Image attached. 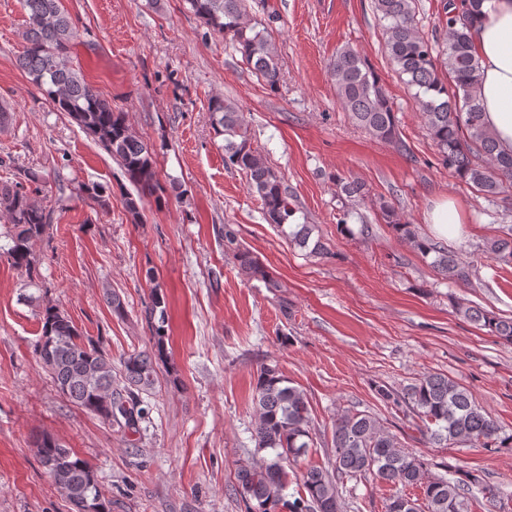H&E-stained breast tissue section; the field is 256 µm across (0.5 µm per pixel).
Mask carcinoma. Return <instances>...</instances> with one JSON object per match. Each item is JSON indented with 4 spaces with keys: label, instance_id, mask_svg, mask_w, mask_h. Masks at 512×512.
Returning a JSON list of instances; mask_svg holds the SVG:
<instances>
[{
    "label": "carcinoma",
    "instance_id": "carcinoma-1",
    "mask_svg": "<svg viewBox=\"0 0 512 512\" xmlns=\"http://www.w3.org/2000/svg\"><path fill=\"white\" fill-rule=\"evenodd\" d=\"M186 2L213 32L231 36L248 65L269 87L277 85L280 71L276 51L264 32L246 21L247 0ZM482 2L446 0V83L437 72L435 45L418 29L414 0H374V8L384 22L389 59L406 77L407 85L416 89L425 132L441 164L496 201L512 190V153L502 151L487 131L476 95L479 62L470 30ZM23 8L25 45L17 58L18 67L119 162L136 189V194L123 196L122 204L132 221L140 222L144 199L157 198L163 190L155 148L133 131L125 113L113 110L74 68L68 55L74 27L62 0H23ZM330 72L343 108L357 125L378 140L404 147L390 101L360 53L350 47L341 49L330 64ZM209 112L215 131L224 136L226 163L246 174L268 223L309 255L328 254L321 238L313 237L315 225L293 223L297 213L293 195L251 144L242 129L238 107L214 97ZM336 187L345 217L350 214L349 206L368 194L365 185L356 180L338 177ZM82 193L102 207L108 205L109 197L101 184L85 185ZM379 211L400 240L425 257L433 256L431 266L444 279L470 282L473 264L420 236L414 225L402 220L388 204L379 203ZM0 215L11 224L7 254L12 265L28 280H34L37 271L32 246L45 233L49 211L17 182L0 185ZM224 252L233 256L242 270L261 278L266 287H280L227 224ZM482 252L512 264V226H505L503 236L486 243ZM456 310L490 335L512 343V318L462 301L456 302ZM143 318L154 338L153 346L124 354L120 360L123 387L114 389V367L103 343L81 335L57 305L47 303L40 311L42 328L36 354L57 390L72 404L124 433L138 431L143 419L141 395L155 388L156 367L167 357L168 312L160 292H154L144 306ZM378 395L383 402L403 410L425 447L512 448V433L505 432L465 387L445 375L425 374L401 390L381 387ZM253 404L251 439L260 457L238 465L232 486L245 512H345L339 485L368 476L395 488L386 499L385 512H467L472 497H498L499 489L462 468L431 475L424 455L404 451L376 417L365 411H345L336 415L332 426L331 468L306 469L301 474L304 494L290 500L284 494L288 467L314 446L308 397L278 368L264 365L257 375ZM37 455L75 512H111L110 501L84 459L49 436L38 440ZM409 488L419 489L421 499L411 498L406 493Z\"/></svg>",
    "mask_w": 512,
    "mask_h": 512
}]
</instances>
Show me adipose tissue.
<instances>
[{"instance_id": "obj_1", "label": "adipose tissue", "mask_w": 512, "mask_h": 512, "mask_svg": "<svg viewBox=\"0 0 512 512\" xmlns=\"http://www.w3.org/2000/svg\"><path fill=\"white\" fill-rule=\"evenodd\" d=\"M471 29L479 59L478 95L484 121L499 147L512 151V0H483Z\"/></svg>"}]
</instances>
